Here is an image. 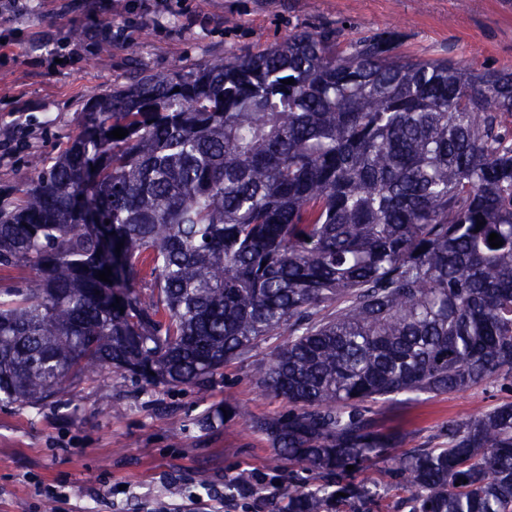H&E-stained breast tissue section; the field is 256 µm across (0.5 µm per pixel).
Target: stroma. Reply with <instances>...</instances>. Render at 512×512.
<instances>
[{"label":"stroma","instance_id":"stroma-1","mask_svg":"<svg viewBox=\"0 0 512 512\" xmlns=\"http://www.w3.org/2000/svg\"><path fill=\"white\" fill-rule=\"evenodd\" d=\"M103 2L92 12L86 0H26L17 19H0V30H18L0 60V196H21L80 130L86 103L129 83L137 68L186 73L228 51L256 52L303 28L338 26L347 41L396 31L417 58L512 70V0H184L112 42L91 33L122 28L130 15L125 0ZM53 48L63 63L51 60ZM277 344L261 342L204 390L151 386L106 368L65 383L39 406L0 402V512H45V487L58 496L55 512H282L288 479L312 486L317 476L281 469L252 426L288 408L255 382ZM228 400L233 411L205 428L203 419ZM511 400V389L479 386L406 394L383 413L434 448L446 445L448 421ZM241 473L262 478L261 493L230 491Z\"/></svg>","mask_w":512,"mask_h":512}]
</instances>
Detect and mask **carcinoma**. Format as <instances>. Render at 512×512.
<instances>
[{
    "label": "carcinoma",
    "instance_id": "carcinoma-1",
    "mask_svg": "<svg viewBox=\"0 0 512 512\" xmlns=\"http://www.w3.org/2000/svg\"><path fill=\"white\" fill-rule=\"evenodd\" d=\"M404 42L301 30L93 98L0 200V269H30L0 297V401L106 366L203 390L286 330L258 381L288 411L253 428L321 484L284 512H371L380 462L399 509L512 512V401L448 423L446 448L374 409L512 389V71Z\"/></svg>",
    "mask_w": 512,
    "mask_h": 512
}]
</instances>
